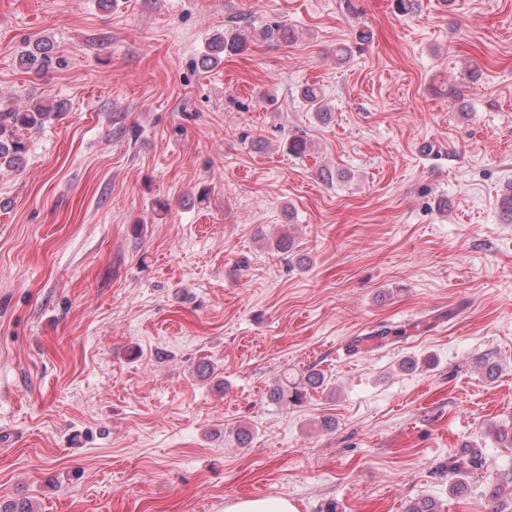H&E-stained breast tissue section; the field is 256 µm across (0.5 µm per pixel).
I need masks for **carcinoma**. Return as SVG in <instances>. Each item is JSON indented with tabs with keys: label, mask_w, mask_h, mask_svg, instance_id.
Wrapping results in <instances>:
<instances>
[{
	"label": "carcinoma",
	"mask_w": 512,
	"mask_h": 512,
	"mask_svg": "<svg viewBox=\"0 0 512 512\" xmlns=\"http://www.w3.org/2000/svg\"><path fill=\"white\" fill-rule=\"evenodd\" d=\"M246 44L247 37L241 32L215 35L210 38L204 61L216 66L224 58V53L237 52ZM19 62L22 67L39 72L50 63V55L43 52L38 56L28 51L19 57ZM302 98L307 102L309 109L315 112L317 118L322 119L327 115V107L316 89L304 88ZM59 112H61L59 106L42 101H33L21 110H0V166L17 165L26 153L25 143L16 137L17 130L40 129L56 118ZM322 384L323 375L317 370H312L299 379L290 378L285 373L270 387L267 398L280 407H294L303 402L308 390L319 388ZM486 463L483 450L472 444L464 445L460 453L449 457L447 469L452 477L450 483L452 493L456 495L465 493L467 485L464 475L484 468ZM507 490L512 491V468L509 466L499 470L496 481L487 487L485 497L495 502L501 499ZM405 512H441V510L433 498L424 496L410 502Z\"/></svg>",
	"instance_id": "1"
}]
</instances>
